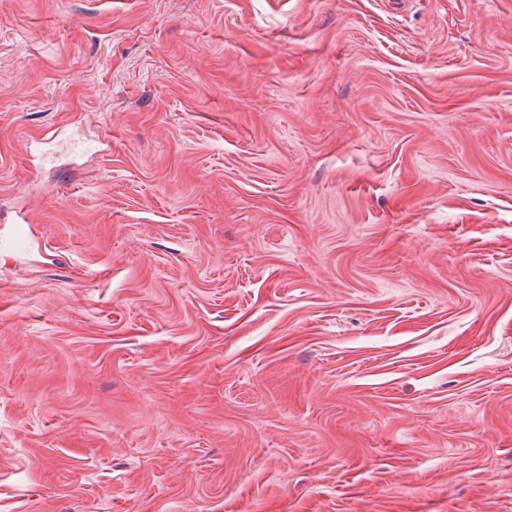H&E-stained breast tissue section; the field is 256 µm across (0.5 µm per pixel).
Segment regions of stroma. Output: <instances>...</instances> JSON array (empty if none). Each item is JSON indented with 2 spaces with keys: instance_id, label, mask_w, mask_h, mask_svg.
Wrapping results in <instances>:
<instances>
[{
  "instance_id": "1",
  "label": "stroma",
  "mask_w": 512,
  "mask_h": 512,
  "mask_svg": "<svg viewBox=\"0 0 512 512\" xmlns=\"http://www.w3.org/2000/svg\"><path fill=\"white\" fill-rule=\"evenodd\" d=\"M0 512H512V0H0Z\"/></svg>"
}]
</instances>
